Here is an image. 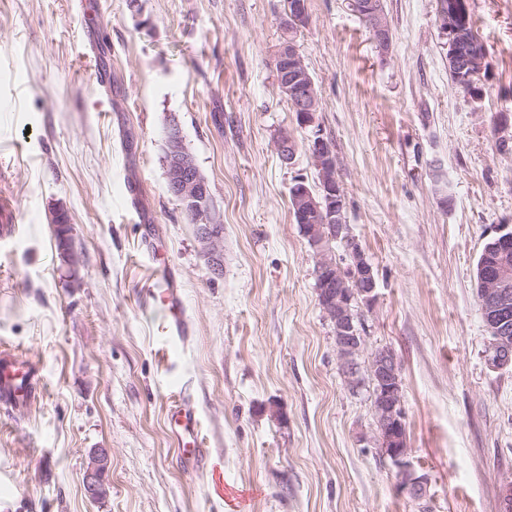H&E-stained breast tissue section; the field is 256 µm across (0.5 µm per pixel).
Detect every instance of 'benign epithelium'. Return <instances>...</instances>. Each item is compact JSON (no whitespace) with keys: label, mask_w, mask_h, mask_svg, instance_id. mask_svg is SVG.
<instances>
[{"label":"benign epithelium","mask_w":512,"mask_h":512,"mask_svg":"<svg viewBox=\"0 0 512 512\" xmlns=\"http://www.w3.org/2000/svg\"><path fill=\"white\" fill-rule=\"evenodd\" d=\"M350 5L367 22L372 40L379 48L384 51L389 49L392 32L375 0H350ZM307 16V0H291L280 25L286 31L288 19H305ZM457 18V7L446 0H439L437 24L440 36L446 39V46L449 47L448 66L463 71H481L485 57L478 53L463 55L455 48ZM284 63L290 64V68L289 75L277 78L280 91L298 111L300 127L312 129L306 141V150L322 174L320 189L329 209H321L306 186L307 179L302 175L294 180L297 193L293 199L296 212L312 218L310 223L302 225V231L318 256V268L322 274V280L316 286L318 301L323 314L334 325L336 355L345 381L354 390L363 385L355 357L364 344V338L358 335L353 324L352 305L360 302L368 308L374 306L377 300L376 278L363 249L345 224L344 196L335 181L324 177L328 168L336 167V157L330 142L315 128L319 98L305 62L290 37L283 39L273 59L276 69ZM164 143L168 192L189 213L199 240L208 247L211 270L218 275L223 270V219L210 203L208 181L187 151L181 125L174 117L167 124ZM296 150V141L288 133L278 138L277 151L282 162L293 165ZM334 235H342L344 241L348 242L346 268L336 262V256L328 246V240ZM480 285L481 312L489 337L487 363L494 369L512 366V265L504 260L480 266ZM368 376L375 385L378 447L396 468L398 491L419 502L426 497L428 477L418 474L410 462L400 367L391 349H378L372 354ZM108 462V456L104 453L90 458L83 487L91 499H98L106 493L104 474Z\"/></svg>","instance_id":"7a95c632"}]
</instances>
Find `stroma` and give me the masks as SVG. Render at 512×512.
<instances>
[{"instance_id":"35a3bbf8","label":"stroma","mask_w":512,"mask_h":512,"mask_svg":"<svg viewBox=\"0 0 512 512\" xmlns=\"http://www.w3.org/2000/svg\"><path fill=\"white\" fill-rule=\"evenodd\" d=\"M487 54L482 99L448 76L436 0H383L389 50L349 0H308L294 36L321 100L345 219L378 301L355 304L361 365L399 362L416 502L375 445L372 386L350 389L318 304L294 176L317 184L278 88L284 0H0V353L42 393L0 411V512H500L512 481V366L491 368L473 272L512 225V0H469ZM105 81H98V74ZM223 218L224 267L166 188L164 128ZM299 145L293 165L276 141ZM143 195L129 204L126 183ZM449 205H441V194ZM69 218L74 266L53 215ZM166 263L192 323L164 343L146 304ZM189 387L209 471L180 466L171 397ZM109 455L107 495L82 480Z\"/></svg>"}]
</instances>
